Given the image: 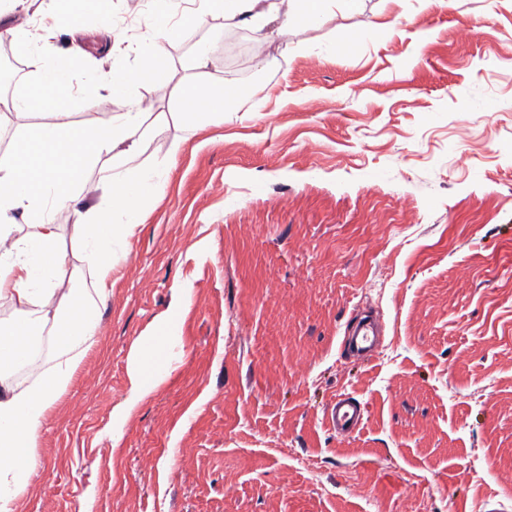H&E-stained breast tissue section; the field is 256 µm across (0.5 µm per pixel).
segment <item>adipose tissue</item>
Listing matches in <instances>:
<instances>
[{
    "label": "adipose tissue",
    "mask_w": 512,
    "mask_h": 512,
    "mask_svg": "<svg viewBox=\"0 0 512 512\" xmlns=\"http://www.w3.org/2000/svg\"><path fill=\"white\" fill-rule=\"evenodd\" d=\"M107 0H60V8L35 27H14L10 34L35 72L0 110L25 116L43 107L51 121L17 138L0 155V297H9L16 318L0 323V512H14L36 469L34 448L46 414L71 383L95 342L100 308L112 296L113 261L128 254L143 205L160 196L159 173L139 158L151 128V106L129 99L113 113L107 129L76 125L75 108L114 101L129 80L143 82L156 73L173 0H152V24L141 43L144 62L133 74L99 71L75 56L58 55L50 42L59 30L78 32L87 26L112 28ZM194 18L223 19L225 25L249 29L257 46L272 35L316 25L335 11L353 14L361 0H189ZM217 52L210 40L195 43L192 62L174 93V117L193 129L202 128L212 111L231 110L233 87L213 85L205 70ZM112 159V203L103 208L84 203L75 193L83 169L102 157ZM75 214L74 235L91 286L61 274L65 257L59 250L58 208ZM52 329L60 360L35 384L22 388L10 379L13 367L32 353L37 336ZM169 327L146 337L131 360L132 388L128 407H135L170 373Z\"/></svg>",
    "instance_id": "adipose-tissue-1"
}]
</instances>
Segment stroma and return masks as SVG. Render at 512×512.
Here are the masks:
<instances>
[{
  "instance_id": "1",
  "label": "stroma",
  "mask_w": 512,
  "mask_h": 512,
  "mask_svg": "<svg viewBox=\"0 0 512 512\" xmlns=\"http://www.w3.org/2000/svg\"><path fill=\"white\" fill-rule=\"evenodd\" d=\"M110 7L113 32L76 41L102 73L138 69L109 51L140 39L148 0ZM176 19L128 96L168 111L206 37L241 107L157 125L163 194L17 512H512V0H362L260 53ZM366 316L381 343L356 357ZM165 323L170 373L126 410ZM340 394L365 408L346 436Z\"/></svg>"
}]
</instances>
